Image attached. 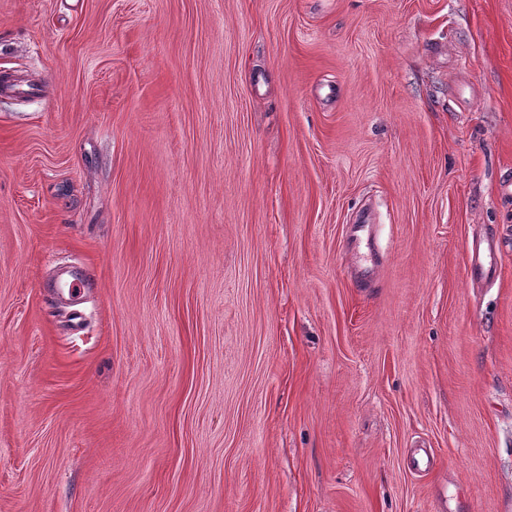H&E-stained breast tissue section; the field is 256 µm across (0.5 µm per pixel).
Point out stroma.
I'll list each match as a JSON object with an SVG mask.
<instances>
[{
  "label": "stroma",
  "instance_id": "obj_1",
  "mask_svg": "<svg viewBox=\"0 0 512 512\" xmlns=\"http://www.w3.org/2000/svg\"><path fill=\"white\" fill-rule=\"evenodd\" d=\"M4 75L0 512H512V0H0ZM500 243L491 238H479L470 250V271L473 279L489 281L497 276L496 257Z\"/></svg>",
  "mask_w": 512,
  "mask_h": 512
}]
</instances>
